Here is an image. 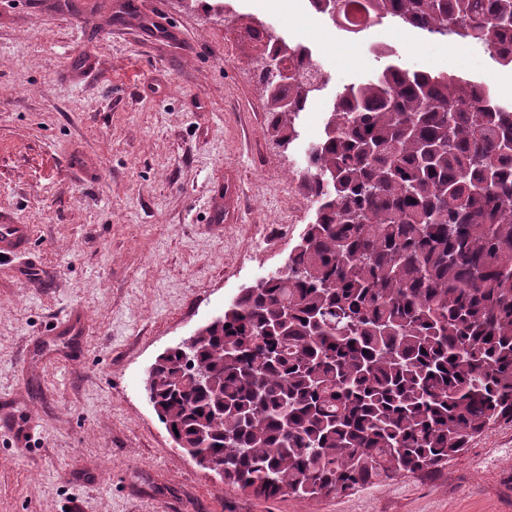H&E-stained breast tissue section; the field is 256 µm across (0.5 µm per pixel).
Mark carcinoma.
<instances>
[{"label":"carcinoma","instance_id":"cac0c4a2","mask_svg":"<svg viewBox=\"0 0 512 512\" xmlns=\"http://www.w3.org/2000/svg\"><path fill=\"white\" fill-rule=\"evenodd\" d=\"M379 20L495 49L512 0H370ZM283 153L321 91L309 49L249 16ZM302 188L318 204L288 256L223 319L169 350L149 400L177 444L271 499L349 495L431 471L512 421V104L485 83L388 65L336 93Z\"/></svg>","mask_w":512,"mask_h":512}]
</instances>
